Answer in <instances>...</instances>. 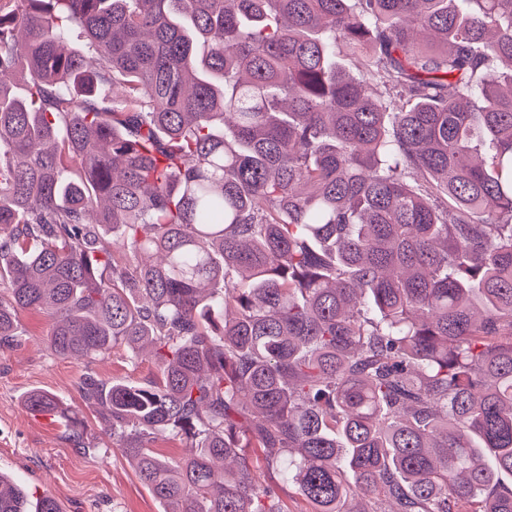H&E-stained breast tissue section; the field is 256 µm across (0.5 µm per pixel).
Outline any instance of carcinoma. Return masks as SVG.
<instances>
[{"label":"carcinoma","mask_w":512,"mask_h":512,"mask_svg":"<svg viewBox=\"0 0 512 512\" xmlns=\"http://www.w3.org/2000/svg\"><path fill=\"white\" fill-rule=\"evenodd\" d=\"M29 311L151 347L78 391L163 512H512V0H0L1 350ZM264 479L268 484L277 489L285 510L288 512H310L309 505L295 492L292 486L288 487V484L282 480L280 473H266Z\"/></svg>","instance_id":"1"}]
</instances>
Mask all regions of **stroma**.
Instances as JSON below:
<instances>
[{
    "label": "stroma",
    "mask_w": 512,
    "mask_h": 512,
    "mask_svg": "<svg viewBox=\"0 0 512 512\" xmlns=\"http://www.w3.org/2000/svg\"><path fill=\"white\" fill-rule=\"evenodd\" d=\"M22 323L24 336L13 349L0 351V471L31 496L52 493L63 512H161L78 392L86 373L106 381L151 380L156 374L153 361L147 354L133 357L118 348L104 358L79 363L54 355L47 315L28 312ZM33 389L56 395L78 412L88 432L86 449L75 448L50 417L25 408L22 398Z\"/></svg>",
    "instance_id": "stroma-1"
}]
</instances>
